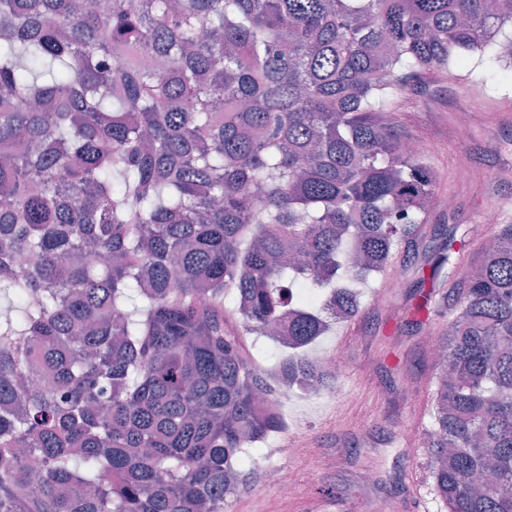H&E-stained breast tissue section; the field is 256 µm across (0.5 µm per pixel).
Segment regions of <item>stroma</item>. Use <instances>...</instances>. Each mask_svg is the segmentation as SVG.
<instances>
[{
	"mask_svg": "<svg viewBox=\"0 0 512 512\" xmlns=\"http://www.w3.org/2000/svg\"><path fill=\"white\" fill-rule=\"evenodd\" d=\"M424 82L428 91L411 92L414 104L398 119L406 132L431 144L429 161L439 173L427 244H437L448 224L479 223L491 206L512 221V82L489 81L477 64L454 84L434 74ZM462 110L471 123L463 140L454 134ZM428 270L418 256L399 287H387L383 276L362 285V314L315 343L328 353L344 352L343 396L289 395L280 409L284 429L265 441L280 466L298 473L294 494L280 496L258 464L226 512H303L326 497L345 502L349 512H376L381 500L390 512H413L418 499L425 512H437L422 437L432 371L411 325L418 280ZM369 472L371 485L363 481Z\"/></svg>",
	"mask_w": 512,
	"mask_h": 512,
	"instance_id": "1",
	"label": "stroma"
}]
</instances>
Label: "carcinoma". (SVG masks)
I'll list each match as a JSON object with an SVG mask.
<instances>
[{
	"instance_id": "cac0c4a2",
	"label": "carcinoma",
	"mask_w": 512,
	"mask_h": 512,
	"mask_svg": "<svg viewBox=\"0 0 512 512\" xmlns=\"http://www.w3.org/2000/svg\"><path fill=\"white\" fill-rule=\"evenodd\" d=\"M475 56L512 0H0V512H224L257 395L425 238L397 94ZM428 264L433 499L512 512V223Z\"/></svg>"
}]
</instances>
